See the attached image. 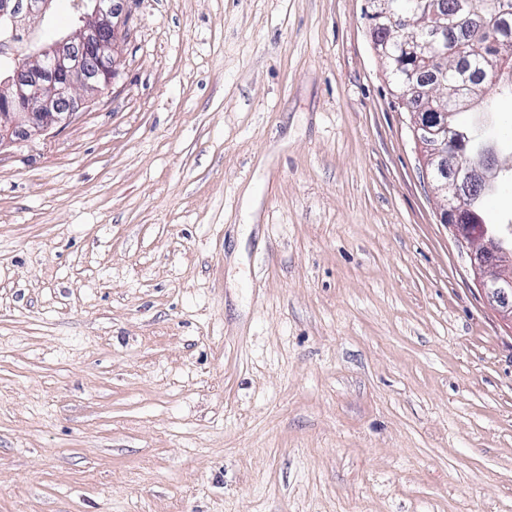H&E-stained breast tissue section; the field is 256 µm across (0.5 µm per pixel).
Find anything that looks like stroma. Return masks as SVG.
I'll return each instance as SVG.
<instances>
[{"label":"stroma","mask_w":512,"mask_h":512,"mask_svg":"<svg viewBox=\"0 0 512 512\" xmlns=\"http://www.w3.org/2000/svg\"><path fill=\"white\" fill-rule=\"evenodd\" d=\"M364 8L126 0L111 91L0 149V512H512V323Z\"/></svg>","instance_id":"obj_1"}]
</instances>
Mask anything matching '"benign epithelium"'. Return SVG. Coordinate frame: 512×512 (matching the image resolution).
<instances>
[{
  "label": "benign epithelium",
  "instance_id": "7a95c632",
  "mask_svg": "<svg viewBox=\"0 0 512 512\" xmlns=\"http://www.w3.org/2000/svg\"><path fill=\"white\" fill-rule=\"evenodd\" d=\"M366 16L376 32L374 50L380 62L389 57L390 42L409 29L427 30L428 38L414 40L415 63L399 84L402 105L419 149L433 192L447 203L441 223L472 246L470 262L475 279L489 301L512 321V247L499 227L474 229L461 223L472 197L494 178L492 147L477 159L466 156L448 140V108H468L477 90L464 92L440 82L420 84L415 76L443 70L448 51L442 36L456 24L458 11L431 0L418 18L395 16L390 0H365ZM52 0H0V20L12 32L21 31L25 43L14 52V68L0 81V150L18 140L43 134L70 121L85 105L112 85L121 61V28L125 17L114 0H75L74 30L57 40L32 45L27 21L46 14Z\"/></svg>",
  "mask_w": 512,
  "mask_h": 512
}]
</instances>
